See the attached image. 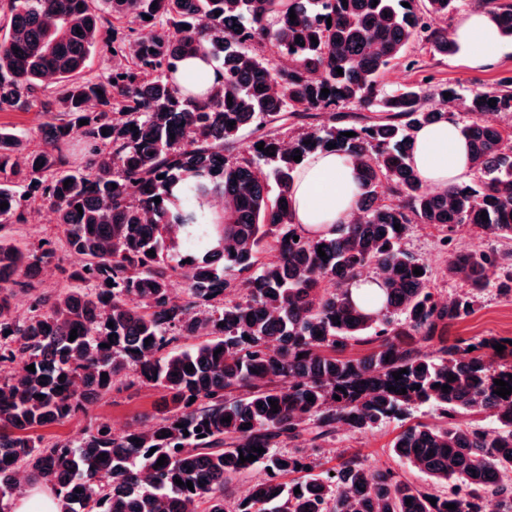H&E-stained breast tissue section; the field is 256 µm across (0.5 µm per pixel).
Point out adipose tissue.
<instances>
[{
    "mask_svg": "<svg viewBox=\"0 0 512 512\" xmlns=\"http://www.w3.org/2000/svg\"><path fill=\"white\" fill-rule=\"evenodd\" d=\"M458 52L473 68L493 64L502 50V37L486 11L468 12L454 29ZM414 166L425 186L444 190L473 173L469 147L455 121L443 120L414 133ZM293 221L303 233L326 232L348 223L358 199L356 171L335 152L310 156L291 188Z\"/></svg>",
    "mask_w": 512,
    "mask_h": 512,
    "instance_id": "1",
    "label": "adipose tissue"
}]
</instances>
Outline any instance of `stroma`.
Wrapping results in <instances>:
<instances>
[{
  "mask_svg": "<svg viewBox=\"0 0 512 512\" xmlns=\"http://www.w3.org/2000/svg\"><path fill=\"white\" fill-rule=\"evenodd\" d=\"M408 54L412 67L402 65L388 70L385 81L389 88L409 85L430 93L443 87L460 90L479 88L492 90L500 84L512 83V39L503 41L498 60L491 66L474 69L467 66L459 55L448 57L430 52L428 46L412 45ZM26 223L13 225L10 232L18 244L50 242L54 249L62 247V232L56 215L49 206L32 205L26 209ZM442 233L434 226L418 224L403 240L402 246L415 258L425 262L432 270L431 285L439 295L456 297L465 287L449 281L445 268L448 252L441 244ZM491 336L512 337V294L505 296L491 288L482 293L472 311L454 321L447 329L446 343H470L474 339ZM128 375L119 376L112 393L95 399L87 413L78 414L61 424L44 428L47 438H71L91 422H108L115 434H123L130 426L141 422L144 415L152 413L160 396L152 388L128 387ZM401 424L393 420L361 433L338 432L335 439L311 448L301 445L300 450L314 459L320 468L337 466L343 459L355 456L373 468H392L403 478L424 483L425 478L409 465L399 463L392 455L391 443L400 432Z\"/></svg>",
  "mask_w": 512,
  "mask_h": 512,
  "instance_id": "1",
  "label": "stroma"
}]
</instances>
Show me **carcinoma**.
<instances>
[{"label": "carcinoma", "mask_w": 512, "mask_h": 512, "mask_svg": "<svg viewBox=\"0 0 512 512\" xmlns=\"http://www.w3.org/2000/svg\"><path fill=\"white\" fill-rule=\"evenodd\" d=\"M461 4L6 0L0 105L38 104L50 121L40 127L38 148L0 128V203H8L0 209V512H8L4 501L24 473L54 488L58 512H197L200 503L205 512H512V394L494 393L496 379L512 387V345L492 337L472 351H421L443 340L487 288L512 292L498 281V271L512 268V249L448 250V278L470 291L444 299L428 267L402 247L413 224L440 228L445 245L465 224L512 242V125L485 122L487 114L512 112V87L465 96L452 89L435 102L422 89L389 90L382 82L414 43L453 53L441 22ZM481 4L512 38V0ZM104 11L131 24L126 37L104 30ZM141 26L151 32L138 33ZM268 46L288 67L270 66ZM101 51L117 64L84 77ZM200 52L221 72L205 99L176 77L180 63ZM49 87L54 97L37 100ZM351 103L366 114L349 122L335 109ZM454 108L469 115L460 129L475 177L432 192L413 166L412 134L453 118ZM75 138L88 156L68 169L63 148ZM332 144L357 172V213L349 224L308 235L292 222L289 189L301 167L294 156L304 160ZM272 146L273 156L266 153ZM382 192L390 202H381ZM28 199L57 216L68 285L35 295L33 315L20 322L17 291L34 290L55 258L52 249L24 250L4 234L25 223ZM417 267L423 274L413 273ZM367 269L386 296L373 315L349 299V286ZM184 271L180 296L173 278ZM325 280L334 288H322ZM200 305L212 313L198 315ZM198 336L206 340L174 347ZM352 340L376 347L350 358ZM128 369L133 383L160 394L147 422L121 436L106 422L72 439L37 434L85 412ZM414 406L439 410L442 422L405 427L392 448L427 478L425 486L356 456L317 473L309 457L281 451L287 442L324 441L338 428L364 432L400 421ZM461 414L485 415L495 427L463 425ZM254 446L265 452L241 462ZM255 469L271 474L230 503L228 486Z\"/></svg>", "instance_id": "carcinoma-1"}]
</instances>
